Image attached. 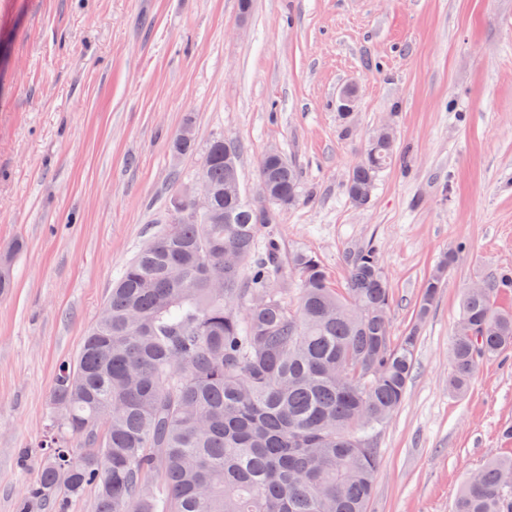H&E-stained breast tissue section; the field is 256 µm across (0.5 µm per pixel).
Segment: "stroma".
I'll return each instance as SVG.
<instances>
[{
    "label": "stroma",
    "mask_w": 512,
    "mask_h": 512,
    "mask_svg": "<svg viewBox=\"0 0 512 512\" xmlns=\"http://www.w3.org/2000/svg\"><path fill=\"white\" fill-rule=\"evenodd\" d=\"M358 88L349 119L338 102ZM194 151L171 141L184 123ZM395 154L369 201L346 182L381 124ZM216 137L258 198L282 152L300 201L274 208L283 252L317 256L343 287L376 249L391 331L425 278L465 244L423 325L401 407L374 435L368 512H452L471 470L512 453V351L448 390L464 289L512 268V0H0V512H52L26 493L61 360L75 359L113 282L194 187Z\"/></svg>",
    "instance_id": "stroma-1"
}]
</instances>
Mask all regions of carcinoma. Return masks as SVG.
Here are the masks:
<instances>
[{
    "label": "carcinoma",
    "instance_id": "carcinoma-1",
    "mask_svg": "<svg viewBox=\"0 0 512 512\" xmlns=\"http://www.w3.org/2000/svg\"><path fill=\"white\" fill-rule=\"evenodd\" d=\"M394 150L393 139L367 145L348 174L350 202L366 203ZM205 156L209 212L153 234L112 286L107 317L60 362L50 451L29 495L59 508L92 487L97 512H367L373 433L404 401L420 329L459 250L429 273L395 340L375 250L350 254L345 287H333L313 254L285 259L276 238L260 240L268 211L230 192L238 155L224 159V140ZM258 184L272 206L299 201L279 151L261 159ZM292 276L290 305L282 285ZM501 290H512L511 268L464 291L450 345L456 395L512 349ZM452 512H512V456L467 474Z\"/></svg>",
    "mask_w": 512,
    "mask_h": 512
}]
</instances>
